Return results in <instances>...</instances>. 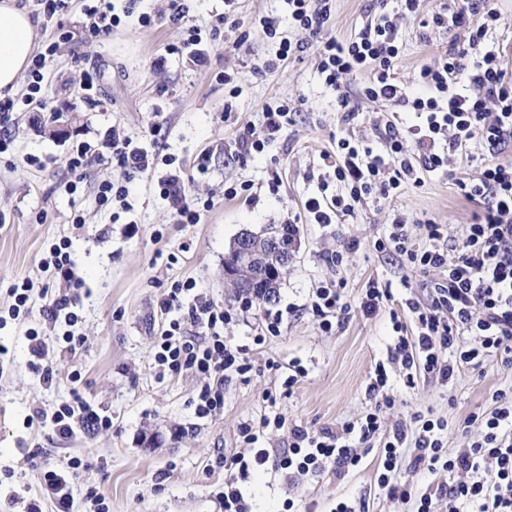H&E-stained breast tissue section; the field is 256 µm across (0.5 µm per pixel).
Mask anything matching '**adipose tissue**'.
I'll use <instances>...</instances> for the list:
<instances>
[{"label":"adipose tissue","instance_id":"ef3b65f1","mask_svg":"<svg viewBox=\"0 0 512 512\" xmlns=\"http://www.w3.org/2000/svg\"><path fill=\"white\" fill-rule=\"evenodd\" d=\"M38 26L20 0H0V94L14 93L31 65Z\"/></svg>","mask_w":512,"mask_h":512}]
</instances>
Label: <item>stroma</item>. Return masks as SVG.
Masks as SVG:
<instances>
[{"label":"stroma","instance_id":"stroma-1","mask_svg":"<svg viewBox=\"0 0 512 512\" xmlns=\"http://www.w3.org/2000/svg\"><path fill=\"white\" fill-rule=\"evenodd\" d=\"M278 6V0H239L236 13L242 30L249 32L247 39H240V30L227 29L203 59L171 58L156 69L153 61L187 32L168 21L140 26L138 13H165L168 0H138L135 16L98 46L75 39L61 45L52 61L44 82L46 110L76 115L67 136L45 133L40 111L13 114L12 152L0 157V343L10 348L0 360V512H27L33 502L41 512H54L27 464L32 455L53 468L64 467L72 455L83 459L84 469L72 478L71 512H86L84 497L90 488L106 498L112 512H223L214 493L224 484L225 456L243 447L241 423L279 414L284 428L266 429L259 444L284 448L290 427L333 428L368 410L370 376L393 343L390 315L403 312L413 286L424 281L396 257L377 251L374 243L397 217L414 246L424 245L422 225L430 219L447 225L449 238H459L471 221L473 206L455 181L473 175V168L425 174L421 184L405 186L398 198H368L353 217L337 224H300L299 249L272 307L282 314L281 333L254 345L248 383L225 380L223 414L198 416L196 378L162 375L154 366L155 336L166 321L159 303L175 281L193 279L203 299L239 308L243 298L224 279L230 241L242 230L284 224L299 214L330 173L326 156L335 151L336 137L362 139L379 152L380 123L408 127L423 122L419 114L394 112L372 102L361 103L356 118L345 120L335 93L317 71L315 49L278 69H264L279 43L265 37L259 21ZM396 7L395 0H336L328 33L346 40L368 18ZM400 35L398 72L414 91L421 66L432 62L452 35L423 32L417 21L407 18L400 21ZM226 68L235 72L239 89L236 110L229 116L218 78ZM88 73L94 74L98 87L92 104L80 97ZM273 99L299 101L303 107L262 154L239 158L235 142L240 128L259 124L264 104ZM158 121L167 128L163 153L183 164L189 194L214 202L199 223H175L154 175L130 183L126 206L100 209L97 185L117 176L104 163L89 169L77 193L64 192L62 184L71 177L72 148L78 142L112 128L146 143ZM30 156L37 157V164H27ZM202 162L209 168L203 177L197 172ZM274 169L282 179L277 192L262 191L250 204L225 198V185L261 184ZM76 214L84 219L79 229L71 224ZM132 221L138 224L134 234L128 229ZM64 236L71 240L84 281L76 332L85 344L74 351L65 342L66 324L45 325L41 309L25 320L8 316L9 285L22 278L43 282L39 261L49 245ZM352 241L356 249L346 251ZM340 250L346 253L345 261L333 265L330 257ZM334 281L342 283L350 311L327 334L309 305L316 288ZM372 281L389 285L392 297L379 312L367 315L359 304ZM272 308L254 304L244 318L225 325L226 340L253 345L256 327ZM38 327L54 349L50 384L30 366L26 332ZM271 361L279 364V371L268 369ZM295 365L304 374L291 392H284L281 383ZM389 386L397 403L386 413L388 425L403 427L411 435L415 413L447 420L443 442L454 449L463 444L466 417L486 410L493 391L512 389V368L491 356L479 366L463 367L452 385L423 375L412 388L405 387L402 370L394 368ZM75 392L109 416L111 428L94 435L78 429L60 436L51 414ZM270 394L277 397L272 406L266 401ZM380 446L376 438L364 445L362 466L343 477L327 474L299 488L268 472L253 475L248 485L252 512H280L289 500L297 512H330L339 498L362 506L364 512H410V505L392 503L376 483Z\"/></svg>","mask_w":512,"mask_h":512}]
</instances>
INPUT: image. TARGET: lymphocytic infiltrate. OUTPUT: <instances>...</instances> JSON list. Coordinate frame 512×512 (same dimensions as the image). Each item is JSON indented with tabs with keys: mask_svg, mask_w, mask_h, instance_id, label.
Here are the masks:
<instances>
[{
	"mask_svg": "<svg viewBox=\"0 0 512 512\" xmlns=\"http://www.w3.org/2000/svg\"><path fill=\"white\" fill-rule=\"evenodd\" d=\"M40 13L54 28L53 38L37 53L28 72L25 93L17 98L0 99V125L8 126L13 113L45 108L42 94L45 73L60 43L80 36L88 46L98 45L119 27L124 18L137 16L141 26H153L156 17L149 13L134 14L132 7L119 8L115 0H93L86 5L80 33H73L66 19L68 0H36ZM237 0H224L226 9L217 14L209 33L190 26L188 36L168 45V55L181 57L199 53L204 38H218L224 27H237L233 7ZM286 18L262 17L267 38L278 40L274 59L265 61L266 69L279 62L296 59L316 45L318 70L326 87L336 94L339 111L354 116L353 97L390 104L400 112H417L424 121L419 126L399 127L386 122L381 132L386 151L372 149L352 137L336 142L332 179L338 193L321 194L307 199L304 216L316 224H332L337 218L353 215L355 207L368 197L386 199L397 196L409 183H419L426 172L449 169L453 153L466 160H479L476 176L459 179L458 188L476 210L466 225L459 243L447 241V227L427 222L423 226L425 247L413 248L404 224H391L387 236L376 242L379 252L400 257L412 269L422 273L440 272L441 278L430 283L426 299H410L406 308L416 327L406 335L400 316H393L395 338L389 360L406 369V384L414 386L417 372H425L444 385L454 383L461 368L486 356L498 358L512 366V163L500 156L512 152V71L503 63L499 50L487 48L488 35L504 29L505 19L498 0H453L452 7L425 15L421 0H399L397 12H380L346 41L326 35L335 0H282ZM416 19L419 27L431 30L456 29L462 41L452 42L434 61L419 71L421 93H410L399 77L401 56L398 17ZM288 21L303 32V39L281 38L280 23ZM363 76L357 93H350L348 78ZM293 106L287 100L267 102L262 109L259 127L248 126L238 138L242 155L264 151L269 141L291 120ZM153 146L109 130L96 142L79 143L72 151V178L65 185L75 194L86 170L94 163L105 162L118 171V179L100 183L95 200L105 208L122 202L129 195L128 185L136 176L156 168L158 163L172 164V157H161L157 147L164 138L162 124H154ZM481 157H474V149ZM161 196L168 200L173 217L179 224L200 220L198 201L189 197L180 173L174 172L159 181ZM71 242L61 238L41 260L43 270L64 284L59 293L35 288L32 281L13 283L8 293L12 299V316H26L33 310L34 295L44 297L42 312L49 322L65 320L76 325L82 288L76 264L71 257ZM196 288L187 280L171 286L160 302L162 311L170 313L154 343V361L161 371L198 377L195 410L199 416H213L224 410L226 378L248 381L253 369L252 345L263 344L266 337L280 333L281 315L267 316L253 338L252 345H233L224 338V326L233 315L213 302L186 304ZM348 310L342 289L332 284L316 289L311 302L312 316L324 333H331ZM475 337L471 346L461 345L462 336ZM385 363H377L366 392L372 402L358 420L333 429L311 430L301 426L290 429L287 447L262 448L260 431L282 427L281 418H261L244 423L239 436L245 451L226 456L227 476L217 499L224 512H251L244 489L251 474L258 470L278 473L296 486L327 473L337 474L357 468L362 455L360 443L373 438L383 441L377 465V484L395 503L412 504L413 512H512V391L496 390L490 395L489 410L470 414L465 420L466 436L462 448L448 452L442 442L446 423L416 415V440L407 446L404 429L387 428L385 414L396 403L388 388ZM60 435H71L74 427L97 433L111 428L110 418L99 415L81 396L62 403L52 415ZM83 466L80 457L72 456L64 468L51 469L31 463L44 496L57 512H69L70 478ZM426 470L445 474L435 488L414 491L400 479L401 471Z\"/></svg>",
	"mask_w": 512,
	"mask_h": 512,
	"instance_id": "f902f5d3",
	"label": "lymphocytic infiltrate"
}]
</instances>
